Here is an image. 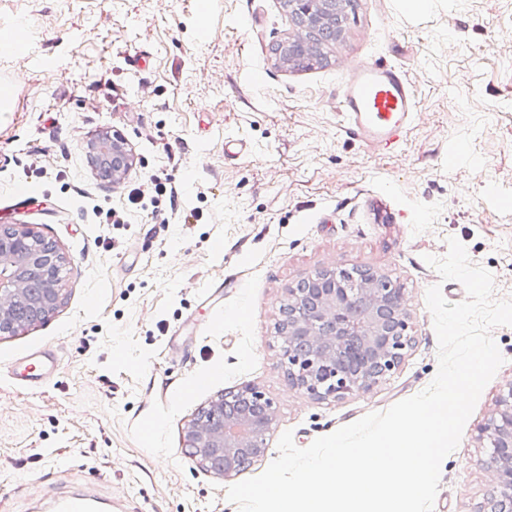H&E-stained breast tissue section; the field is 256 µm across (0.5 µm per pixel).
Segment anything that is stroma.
Segmentation results:
<instances>
[{
  "label": "stroma",
  "instance_id": "stroma-1",
  "mask_svg": "<svg viewBox=\"0 0 512 512\" xmlns=\"http://www.w3.org/2000/svg\"><path fill=\"white\" fill-rule=\"evenodd\" d=\"M17 25L24 50L0 47L13 85L0 187L38 193L0 200V225H28L68 262L50 319L0 335V512H53L78 485L112 512H239L233 478L182 452L199 408L246 385L272 399L271 447L243 473L257 476L285 430L305 447L430 385L426 291L467 297L424 261L448 237L493 273L495 299L512 298V0H355L311 71L270 51L295 30L283 0H0V28ZM366 58L400 66L414 90L392 152L343 127L341 90ZM116 132L136 165L107 188L86 146ZM159 182L181 191L178 209ZM135 187L146 208L130 206ZM96 205L126 210L125 224L99 222ZM355 266L400 282L415 344L371 390L317 401L288 384L279 309L298 280ZM492 337L504 362L442 463L433 512H478L491 488L478 430L512 383V326ZM38 350L56 357L54 375L16 379Z\"/></svg>",
  "mask_w": 512,
  "mask_h": 512
}]
</instances>
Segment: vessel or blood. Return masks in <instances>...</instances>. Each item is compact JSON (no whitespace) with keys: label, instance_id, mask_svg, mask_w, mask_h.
Wrapping results in <instances>:
<instances>
[{"label":"vessel or blood","instance_id":"vessel-or-blood-1","mask_svg":"<svg viewBox=\"0 0 512 512\" xmlns=\"http://www.w3.org/2000/svg\"><path fill=\"white\" fill-rule=\"evenodd\" d=\"M342 99L347 133L378 150H396L416 112L413 90L403 71L373 60L352 66ZM54 366L51 353L42 351L30 358L20 375L38 384L49 378ZM58 512H102V507L89 494L73 493L60 499Z\"/></svg>","mask_w":512,"mask_h":512}]
</instances>
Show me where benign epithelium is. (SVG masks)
<instances>
[{"label": "benign epithelium", "mask_w": 512, "mask_h": 512, "mask_svg": "<svg viewBox=\"0 0 512 512\" xmlns=\"http://www.w3.org/2000/svg\"><path fill=\"white\" fill-rule=\"evenodd\" d=\"M300 31L288 37L299 62L313 54L319 25L328 15L333 34L343 19L336 0H286ZM87 155L107 187L123 180L136 159L127 139L105 134ZM67 258L54 241L24 224L0 225V334L14 335L48 321L62 302L60 270ZM278 333L289 385L316 400L368 391L390 376L412 348L403 288L369 268L322 270L288 289ZM275 420L272 400L254 386L229 390L201 408L187 424L184 454L200 467L230 477L264 456ZM494 474L479 512H512V384L480 428Z\"/></svg>", "instance_id": "benign-epithelium-1"}]
</instances>
